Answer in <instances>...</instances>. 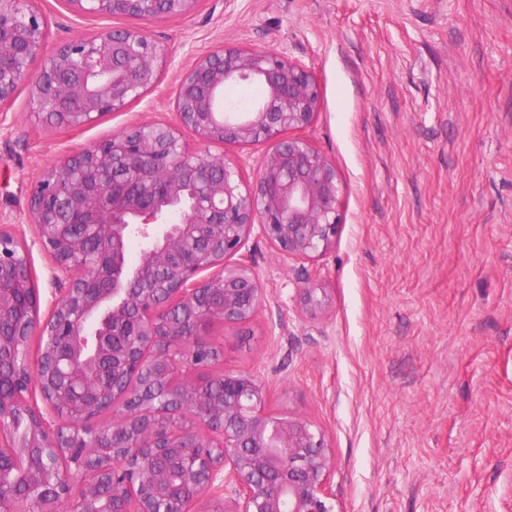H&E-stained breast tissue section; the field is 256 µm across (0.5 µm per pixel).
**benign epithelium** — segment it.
I'll use <instances>...</instances> for the list:
<instances>
[{"mask_svg":"<svg viewBox=\"0 0 512 512\" xmlns=\"http://www.w3.org/2000/svg\"><path fill=\"white\" fill-rule=\"evenodd\" d=\"M37 0H0V112L30 86L28 108L48 127L73 130L118 112L158 81L167 49L140 27L104 29L48 49ZM92 16L143 21L191 14L198 0H67ZM41 68L32 71L36 59ZM257 84L248 109L221 105L229 84ZM320 89L310 70L271 49L217 45L176 86L177 121H140L74 150L35 182L28 213L52 259L54 300L41 313L29 248L0 225V472L13 467L48 501L43 512H97L98 477L120 512H334L326 434L306 419L263 412L265 384L196 372L211 364L203 323L244 324L266 295L239 254L255 231L287 257L334 242L340 184L330 159L289 131L310 125ZM188 129L195 145L187 144ZM267 143L253 180L212 147ZM143 249L127 258L131 238ZM310 313L325 307L302 288ZM40 355L29 357L32 337ZM35 383L49 416L30 401ZM28 420L13 433V413ZM112 413V423L88 422Z\"/></svg>","mask_w":512,"mask_h":512,"instance_id":"1","label":"benign epithelium"}]
</instances>
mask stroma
Wrapping results in <instances>:
<instances>
[{"mask_svg": "<svg viewBox=\"0 0 512 512\" xmlns=\"http://www.w3.org/2000/svg\"><path fill=\"white\" fill-rule=\"evenodd\" d=\"M51 43L125 17L40 0ZM170 57L156 88L70 131L44 127L20 85L0 112V225L49 254L28 213L35 181L128 124L172 121L181 72L215 45L269 48L320 86L299 129L334 164L341 225L323 255L244 254L267 300L247 328L213 324L224 371L266 385V413L325 432L336 512H512V0H200L146 22ZM330 306L307 314L301 287Z\"/></svg>", "mask_w": 512, "mask_h": 512, "instance_id": "obj_1", "label": "stroma"}]
</instances>
